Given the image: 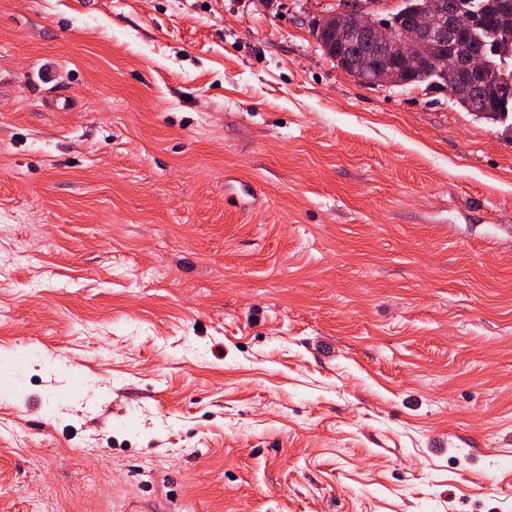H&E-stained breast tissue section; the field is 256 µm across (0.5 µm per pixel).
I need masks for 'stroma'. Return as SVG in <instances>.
<instances>
[{
    "label": "stroma",
    "instance_id": "1",
    "mask_svg": "<svg viewBox=\"0 0 512 512\" xmlns=\"http://www.w3.org/2000/svg\"><path fill=\"white\" fill-rule=\"evenodd\" d=\"M341 2L0 0V512H512V139Z\"/></svg>",
    "mask_w": 512,
    "mask_h": 512
}]
</instances>
